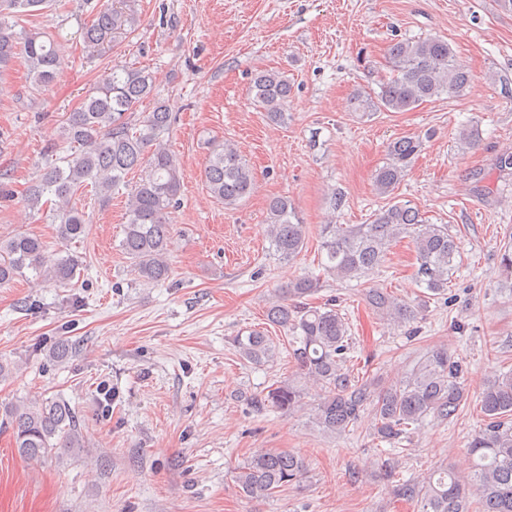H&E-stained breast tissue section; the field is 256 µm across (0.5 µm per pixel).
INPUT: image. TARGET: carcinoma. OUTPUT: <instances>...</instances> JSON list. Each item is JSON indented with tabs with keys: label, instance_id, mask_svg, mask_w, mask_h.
Masks as SVG:
<instances>
[{
	"label": "carcinoma",
	"instance_id": "1",
	"mask_svg": "<svg viewBox=\"0 0 512 512\" xmlns=\"http://www.w3.org/2000/svg\"><path fill=\"white\" fill-rule=\"evenodd\" d=\"M54 0H0V75L15 59L27 64L32 88L39 92L54 81L60 53L52 34L18 28L19 20L51 10ZM133 14L114 7L98 10L81 32L88 56L112 49L116 38L132 32ZM389 77L378 90L357 91L353 108L358 112H408L443 96H458L469 89L474 76L458 61L448 42L438 38L393 40L385 51ZM156 76L130 66L114 68L88 93L81 105L68 113L61 138L66 153L46 163L27 188L26 204L40 209L52 197L46 217L56 225L63 242L83 238L85 212L78 196L90 190L98 202L112 199V191L132 172L139 180L128 199L127 222L120 247L145 284L169 279L166 261L171 243L170 210L183 192L179 158L165 141L173 122L169 106L155 103L134 123L137 106L153 95ZM254 104L273 123L288 120L292 84L280 70H260L252 79ZM423 138L402 136L386 147L387 161L374 174L378 194L390 195L405 179ZM208 193L226 208H234L254 188L249 161L234 144L211 151L203 171ZM266 236L270 250L289 262L303 249L307 227L286 197L270 199L266 207ZM412 238L417 252L416 281L431 296L444 295L455 271L458 246L446 224H429L408 203H394L375 211L367 224H325L321 232V267L339 280H358L384 265L392 242ZM44 243L25 233L0 241V284L35 273V279L66 287L80 274L79 260L67 252L45 266ZM319 278L304 276L278 289L269 303L266 319L282 329L287 357L301 378L319 387L322 398L315 407V424L331 436L342 435L363 419L371 422L373 438L403 448L410 431L423 423L453 421L467 400L465 362L445 348H436L395 381L379 376L358 379L350 370L348 322L333 307H314L304 298L315 294ZM367 305L382 319L398 326L421 318L424 305L412 304L371 286L365 289ZM241 360L255 366L276 361L281 351L259 329H249L231 339ZM76 343L63 339L50 348L47 358L66 363ZM482 423L470 436L468 454L473 476L462 482L446 467L434 469L420 482L396 473L391 457L384 475L397 497L416 503L418 512H469L470 495L476 494L482 512H512V371L490 381L479 399ZM248 405L256 413L290 415L304 408V389L286 378L251 394ZM0 423L11 427L18 454L28 460L63 462L84 447L85 435L75 408L61 396L34 398L13 404L0 413ZM304 458L290 451L256 450L238 466L235 479L241 492L266 500L283 487L298 486L307 477Z\"/></svg>",
	"mask_w": 512,
	"mask_h": 512
}]
</instances>
